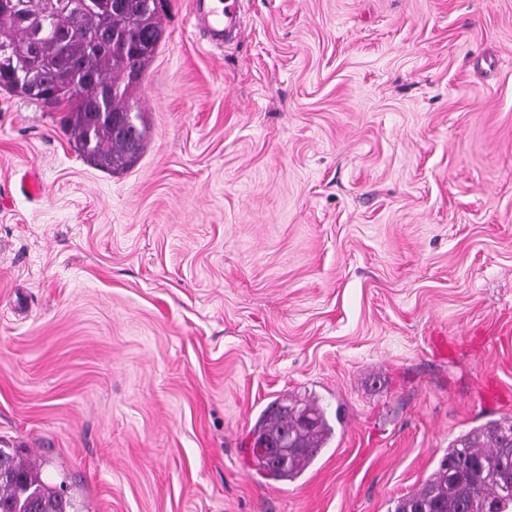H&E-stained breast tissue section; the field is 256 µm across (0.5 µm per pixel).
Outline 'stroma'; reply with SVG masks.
<instances>
[{"label":"stroma","instance_id":"35a3bbf8","mask_svg":"<svg viewBox=\"0 0 512 512\" xmlns=\"http://www.w3.org/2000/svg\"><path fill=\"white\" fill-rule=\"evenodd\" d=\"M194 6L125 172L0 91V447L83 512H388L512 416V0ZM288 394L345 409L292 483L247 453ZM240 0H197L192 19L199 27L206 24L213 35V43L222 33L231 32L239 27Z\"/></svg>","mask_w":512,"mask_h":512}]
</instances>
